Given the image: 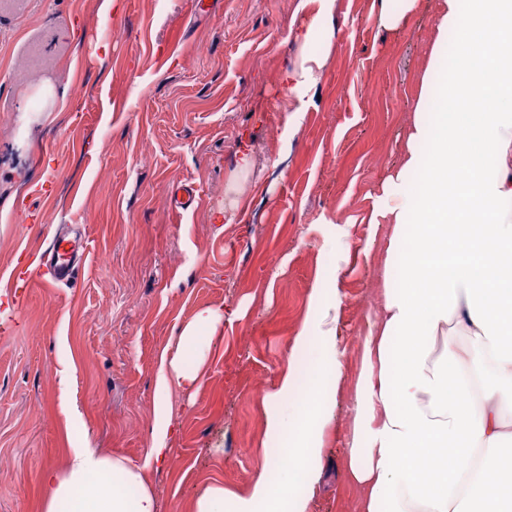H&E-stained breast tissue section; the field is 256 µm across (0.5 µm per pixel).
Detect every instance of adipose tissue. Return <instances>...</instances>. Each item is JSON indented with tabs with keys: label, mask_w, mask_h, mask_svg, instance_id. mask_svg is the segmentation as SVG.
Masks as SVG:
<instances>
[{
	"label": "adipose tissue",
	"mask_w": 512,
	"mask_h": 512,
	"mask_svg": "<svg viewBox=\"0 0 512 512\" xmlns=\"http://www.w3.org/2000/svg\"><path fill=\"white\" fill-rule=\"evenodd\" d=\"M312 2L297 34L298 61L279 76L299 99L338 43L335 0ZM375 5L378 27L391 33L424 10V0ZM315 40L322 53L312 51ZM510 46L512 0H440L400 159L370 217L391 230L383 301L360 338L343 443L358 512H512V468L499 454L512 445V79L502 75ZM340 276L332 269L312 290L293 340L294 348L317 349L320 381L302 393L290 365L266 396L276 407L267 434H291L289 467L263 455L248 493L211 485L195 512H309L336 417L326 398L343 375L336 330L324 324L341 304ZM223 331V308H201L174 353L162 356L148 461L169 458L170 398L200 385L206 353ZM463 331L477 347L460 350ZM435 357L454 363L456 382L432 365ZM40 483L42 512H161L139 469L87 445L69 449L64 468L43 469Z\"/></svg>",
	"instance_id": "1"
}]
</instances>
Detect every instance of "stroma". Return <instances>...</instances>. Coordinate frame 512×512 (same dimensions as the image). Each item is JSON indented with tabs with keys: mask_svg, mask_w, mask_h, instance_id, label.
<instances>
[{
	"mask_svg": "<svg viewBox=\"0 0 512 512\" xmlns=\"http://www.w3.org/2000/svg\"><path fill=\"white\" fill-rule=\"evenodd\" d=\"M0 0V512H41L38 473L90 442L141 468L161 512L204 489H245L267 393L319 275L340 266L344 380L311 512H356L342 442L359 338L383 294L388 227L368 223L397 161L438 0L398 33L373 0H336L341 41L305 106L277 81L298 56L300 0ZM83 84L84 98L73 97ZM254 156L238 174L240 152ZM193 184L195 209L170 208ZM233 211L229 224L215 209ZM86 235L76 285L7 288L19 254L57 225ZM234 312L203 382L172 398L166 464L147 460L160 359L200 307Z\"/></svg>",
	"mask_w": 512,
	"mask_h": 512,
	"instance_id": "1",
	"label": "stroma"
}]
</instances>
